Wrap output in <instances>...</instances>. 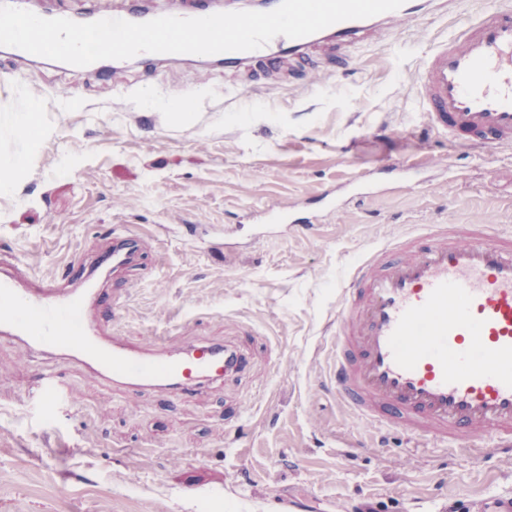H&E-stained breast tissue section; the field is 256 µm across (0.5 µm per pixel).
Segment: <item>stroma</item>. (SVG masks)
<instances>
[{"label": "stroma", "instance_id": "35a3bbf8", "mask_svg": "<svg viewBox=\"0 0 512 512\" xmlns=\"http://www.w3.org/2000/svg\"><path fill=\"white\" fill-rule=\"evenodd\" d=\"M485 0L397 23L336 65L203 69L188 60L104 76L0 53V167L21 145L7 122L42 105L46 134L0 194V259L50 278L94 261L112 229L148 240L138 280L105 317L139 343L209 339L241 348L247 370L189 398L117 390L79 365L0 336V512H472L512 491V458L486 448H379L323 382L331 324L350 266L418 224L512 230V145L462 149L417 110L427 50ZM80 87L78 101L63 96ZM193 106L174 114L167 105ZM402 161L420 181L336 212L346 195ZM315 212L313 230L264 234L280 204ZM55 369L67 403L41 417L25 391Z\"/></svg>", "mask_w": 512, "mask_h": 512}]
</instances>
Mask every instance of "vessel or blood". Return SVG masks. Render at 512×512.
<instances>
[{
	"mask_svg": "<svg viewBox=\"0 0 512 512\" xmlns=\"http://www.w3.org/2000/svg\"><path fill=\"white\" fill-rule=\"evenodd\" d=\"M454 11L457 0H406L398 10L346 20L321 30L336 56L395 20L418 22L430 6ZM315 37L277 36L261 49L196 56L206 66L246 67L302 54ZM418 100L426 124L466 148L512 145V6L488 0L483 12L434 44L423 62ZM290 203L273 209L272 228L297 219ZM103 266H121L143 253L145 241L112 232ZM120 294L99 287L74 262L57 277L20 287L0 271V335L30 347L66 351L68 361L102 379L132 388L192 394L243 370L244 354L200 340L172 345L168 337L140 347L106 336L100 313ZM328 381L358 419L375 428H399L412 439L456 449L460 439H492L512 453V234L487 224H431L381 244L350 272L337 310ZM44 412H52L60 381L42 375L36 385Z\"/></svg>",
	"mask_w": 512,
	"mask_h": 512,
	"instance_id": "obj_1",
	"label": "vessel or blood"
}]
</instances>
